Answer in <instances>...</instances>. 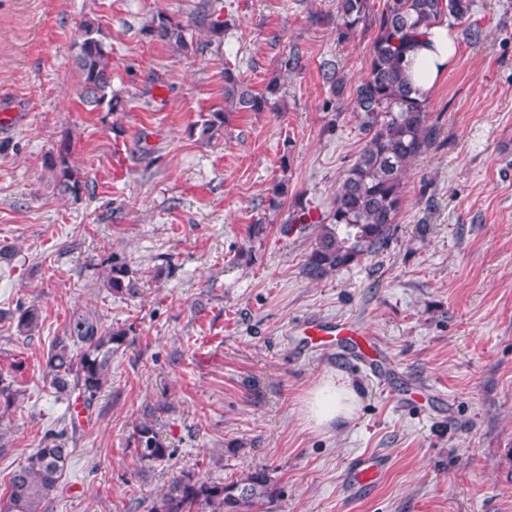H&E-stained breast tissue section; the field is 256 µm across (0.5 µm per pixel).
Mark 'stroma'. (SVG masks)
Segmentation results:
<instances>
[{
	"instance_id": "1",
	"label": "stroma",
	"mask_w": 512,
	"mask_h": 512,
	"mask_svg": "<svg viewBox=\"0 0 512 512\" xmlns=\"http://www.w3.org/2000/svg\"><path fill=\"white\" fill-rule=\"evenodd\" d=\"M387 3L369 0L371 19ZM160 12L186 25L187 51L145 34ZM336 12L337 0H0V113L15 115L0 126V365L22 364L0 485L63 430L72 453L47 512H150L189 467L224 483L267 469L271 512H512V0H475L454 23L456 60L427 97L437 138L405 174L390 239L312 280L314 219L368 139L323 74L363 78L377 28L339 39L314 21ZM203 15L221 35L195 27ZM85 20L105 33L125 111L79 97ZM228 66L255 93L278 80L274 104L226 108ZM221 108L223 128L202 137ZM65 144L76 198L49 167ZM113 257L135 293L104 287ZM32 303L41 323L26 338L15 316ZM77 311L128 331L78 424L44 375ZM319 319L360 335L312 346L300 331ZM339 372L359 408L314 428L303 400ZM151 409L161 461L136 451ZM363 455L385 471L355 493Z\"/></svg>"
}]
</instances>
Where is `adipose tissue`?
<instances>
[{
    "instance_id": "ef3b65f1",
    "label": "adipose tissue",
    "mask_w": 512,
    "mask_h": 512,
    "mask_svg": "<svg viewBox=\"0 0 512 512\" xmlns=\"http://www.w3.org/2000/svg\"><path fill=\"white\" fill-rule=\"evenodd\" d=\"M457 52L455 35L447 22L432 24L417 40L409 56L407 74L419 97H426L444 78ZM359 403L358 392L347 376L336 375L312 388L304 401V413L314 427L349 421Z\"/></svg>"
}]
</instances>
